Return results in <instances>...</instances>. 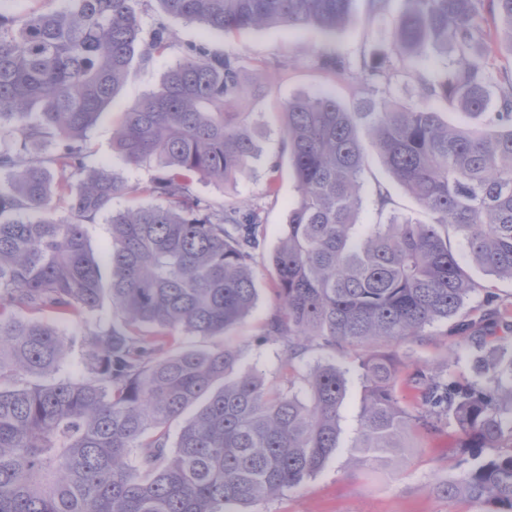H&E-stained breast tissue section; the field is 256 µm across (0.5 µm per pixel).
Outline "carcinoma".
Returning a JSON list of instances; mask_svg holds the SVG:
<instances>
[{"label": "carcinoma", "mask_w": 512, "mask_h": 512, "mask_svg": "<svg viewBox=\"0 0 512 512\" xmlns=\"http://www.w3.org/2000/svg\"><path fill=\"white\" fill-rule=\"evenodd\" d=\"M11 2L0 0V512H247L278 497L341 448L350 369L302 368L315 345L356 355L355 461L388 465L412 433L452 424L466 467L434 491L512 512V340L489 335L494 324L512 328V308L489 291L478 318L454 325L449 350L470 368L463 382L380 350L456 318L478 289L450 238L485 275L512 281V70L496 66L512 58V0H406L397 15L390 0H369L391 17L390 41L354 78L412 77L419 97L348 106L317 93L286 104L298 199L271 257L279 311L259 339L278 346L285 389L253 368L230 378L240 355L226 343L173 349L179 333L223 337L256 303L257 215L192 186L250 169L257 81L238 57L188 45L113 129L130 164L158 169L131 186L87 164L88 133L134 60L171 45V29L160 22L143 36L139 0H62L23 18ZM157 2L171 19L220 33L281 25L333 35L353 0ZM429 53L452 65L415 72ZM442 104L476 128L448 121ZM370 152L429 221L392 209L379 184V220L358 222ZM128 194L169 204L112 208ZM61 198L68 215L56 218ZM101 216L106 267L84 233ZM106 300L112 323L71 338L29 317L81 321ZM76 346L80 379L38 382Z\"/></svg>", "instance_id": "carcinoma-1"}]
</instances>
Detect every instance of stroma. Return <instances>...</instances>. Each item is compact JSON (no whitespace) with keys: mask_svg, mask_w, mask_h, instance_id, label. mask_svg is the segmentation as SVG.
I'll return each instance as SVG.
<instances>
[{"mask_svg":"<svg viewBox=\"0 0 512 512\" xmlns=\"http://www.w3.org/2000/svg\"><path fill=\"white\" fill-rule=\"evenodd\" d=\"M170 27L174 32L171 48L149 65L135 66L132 77L89 132L88 162L120 174L133 186L144 185L156 176L155 167L126 163L112 146V129L128 104L159 87L165 72L182 59L187 45L203 44L238 56L248 73L258 76L265 93L251 100L248 108L262 148L260 158L250 174L221 185L199 182L194 192L217 205L232 204L255 211L259 217L261 244L253 260L258 298L253 310L226 332L225 340L239 352L241 367L257 368L269 383L278 385L282 382L279 349L270 343L259 344L258 339L278 308L271 255L298 198L283 131L284 107L293 97L320 89L333 90L348 103L365 92L374 97L403 99L415 95L417 85L409 79H382L364 92L348 75L327 67L331 58L357 64L385 46L388 24L370 13L367 0H356L351 19L332 36L308 28L286 27L220 34L195 23L175 20ZM378 182L388 185L398 210L425 219V212L394 184L380 158L373 154L368 159L364 195H371ZM272 185L277 188L273 195L268 192ZM448 329V324H435L429 327L427 336L410 348L394 346L390 352L398 359L410 357L416 365L445 366ZM407 444L401 463L375 469L352 463L345 451H338L321 472L300 487L261 503L257 512H485L484 505L468 498L449 499L433 490L435 484L447 481L461 468L454 428H446L435 437H410Z\"/></svg>","mask_w":512,"mask_h":512,"instance_id":"1","label":"stroma"}]
</instances>
